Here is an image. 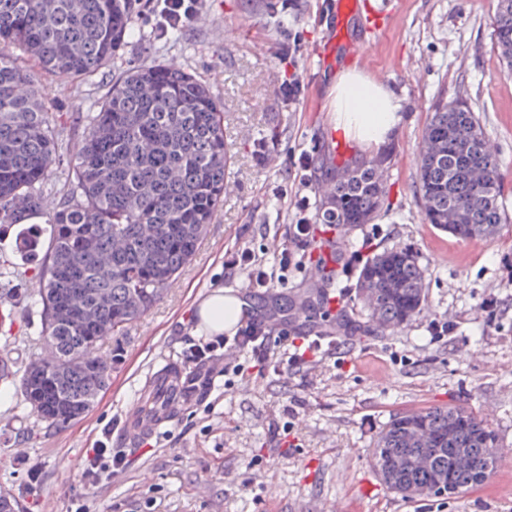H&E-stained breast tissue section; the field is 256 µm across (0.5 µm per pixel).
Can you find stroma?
<instances>
[{
	"mask_svg": "<svg viewBox=\"0 0 512 512\" xmlns=\"http://www.w3.org/2000/svg\"><path fill=\"white\" fill-rule=\"evenodd\" d=\"M268 0H207L195 27L159 38L129 6L133 32L96 74L49 85L47 107L59 115L64 150L77 143L79 117L97 111L112 82L130 66L170 62L206 81L224 106V139L232 161L229 186L202 244L164 299L120 339L107 388L79 421L54 427L40 421L12 387L0 389V489L21 512H512V75L494 47L495 0H358L359 17L374 22L370 66L337 48L319 60L326 38L327 0H297L288 15L271 17ZM237 29L236 39L224 38ZM297 35L301 51L281 61L282 31ZM390 88L402 120L379 149L346 140L332 149L336 117L329 89L349 68ZM301 84L298 100L280 92L285 71ZM467 100L500 159L503 205L509 217L482 250L462 255L461 241L422 220L415 187L416 156L430 107L438 97ZM388 156L385 197L371 223L338 236L336 288L347 289L344 308L314 321L289 318L292 335L311 325L334 328L340 341L323 344L322 357L296 368H266L247 378H216L215 389L182 407L151 448L125 446L119 425L144 393L155 368L184 361L200 303L217 291L241 296L256 317L267 293L301 299L321 283L314 243L296 250L273 291L250 287L231 263L242 246L266 260L293 243V205L306 197L310 215L322 206L318 192L333 158ZM308 185H300L301 159ZM17 227L0 224V253L15 273L1 288L19 290L16 324L0 338V356L24 366L43 354L37 255L19 249ZM396 246L411 248L427 274L425 303L402 329L367 333L368 311L354 289L349 263ZM501 301L497 327L485 325L480 304ZM454 332L433 339V321ZM461 405L494 430L501 449L490 481L452 498L401 499L377 477L371 448L386 423L413 407ZM294 419L290 434L278 424ZM106 440L125 463L91 486L81 480L89 448Z\"/></svg>",
	"mask_w": 512,
	"mask_h": 512,
	"instance_id": "1",
	"label": "stroma"
}]
</instances>
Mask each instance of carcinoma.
Returning <instances> with one entry per match:
<instances>
[{
    "instance_id": "carcinoma-1",
    "label": "carcinoma",
    "mask_w": 512,
    "mask_h": 512,
    "mask_svg": "<svg viewBox=\"0 0 512 512\" xmlns=\"http://www.w3.org/2000/svg\"><path fill=\"white\" fill-rule=\"evenodd\" d=\"M129 24L123 0H0V224L48 214L35 304L54 350L21 370L1 356L0 386L18 385L39 420L60 427L94 407L118 359L95 349L124 336L173 285L227 187L223 105L209 86L175 63L136 65L77 141L64 201L47 205L44 187L63 156L58 115L12 48L56 77H87L115 57ZM493 37L511 74L512 0H496ZM384 165L354 159L332 173L320 186L319 219L341 231L371 223ZM416 184L424 222L456 238H488L505 223L499 158L467 101L431 106ZM355 288L372 328L397 330L424 305L426 271L412 249H385L365 261ZM498 456L488 423L457 406L394 416L371 450L380 481L405 500L478 487Z\"/></svg>"
}]
</instances>
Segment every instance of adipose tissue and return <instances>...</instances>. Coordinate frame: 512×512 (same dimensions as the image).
<instances>
[{"mask_svg":"<svg viewBox=\"0 0 512 512\" xmlns=\"http://www.w3.org/2000/svg\"><path fill=\"white\" fill-rule=\"evenodd\" d=\"M337 132L365 146L383 144L401 121L395 94L358 71L341 73L330 91Z\"/></svg>","mask_w":512,"mask_h":512,"instance_id":"1","label":"adipose tissue"}]
</instances>
